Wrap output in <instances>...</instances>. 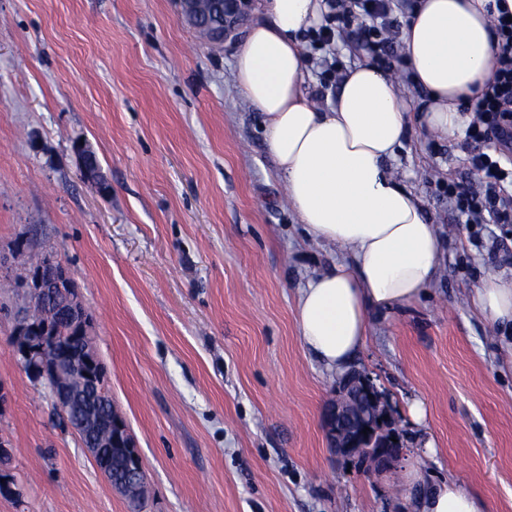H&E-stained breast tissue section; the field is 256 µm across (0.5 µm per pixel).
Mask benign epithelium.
Listing matches in <instances>:
<instances>
[{
  "instance_id": "benign-epithelium-1",
  "label": "benign epithelium",
  "mask_w": 512,
  "mask_h": 512,
  "mask_svg": "<svg viewBox=\"0 0 512 512\" xmlns=\"http://www.w3.org/2000/svg\"><path fill=\"white\" fill-rule=\"evenodd\" d=\"M248 6V0H224V29L215 34L212 44L222 48L227 40L239 35ZM15 286L32 305L61 304L63 315L60 323L40 324L32 322L30 313L23 309L16 313L11 345L23 368L33 379L48 385L64 425L84 436L86 421L78 412L79 401L58 382L59 375L69 365L68 346L79 340L87 354L85 362L91 369L88 377L95 393L109 407L114 429L112 441L131 449L136 467L143 470L134 451V440L105 388L102 362L94 345L93 321L66 265L53 253L42 254L29 264ZM380 403L381 397L366 375L347 374L345 389H336V401L328 410L330 420L325 423L330 448L336 456L355 463L363 460L370 471L377 469L381 461L393 460L383 455V449L391 445L393 434L382 420L374 417L373 407Z\"/></svg>"
}]
</instances>
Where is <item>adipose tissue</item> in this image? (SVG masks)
<instances>
[{"instance_id":"obj_1","label":"adipose tissue","mask_w":512,"mask_h":512,"mask_svg":"<svg viewBox=\"0 0 512 512\" xmlns=\"http://www.w3.org/2000/svg\"><path fill=\"white\" fill-rule=\"evenodd\" d=\"M512 0H417L402 45L427 97L420 123L452 136L468 122L469 101L494 72L493 11ZM325 0H258L234 53L240 94L263 116L267 150L288 202L313 238L349 253L350 262L310 277L296 318L305 347L344 373L365 345L369 319L420 302L442 257L437 227L421 199L387 168L411 117L390 74L364 61L346 68L319 109L305 86L303 45L324 22ZM493 324H512V277L494 276L472 298ZM409 512H488L462 482L404 469Z\"/></svg>"}]
</instances>
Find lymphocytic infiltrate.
I'll use <instances>...</instances> for the list:
<instances>
[{
    "mask_svg": "<svg viewBox=\"0 0 512 512\" xmlns=\"http://www.w3.org/2000/svg\"><path fill=\"white\" fill-rule=\"evenodd\" d=\"M327 2L326 24L314 41L326 52L320 64L328 83L340 78L331 56L347 40L384 70L402 63L394 0ZM493 30L495 73L472 103L476 118L465 140L471 176L448 183V204L466 224H512V18L500 13Z\"/></svg>",
    "mask_w": 512,
    "mask_h": 512,
    "instance_id": "lymphocytic-infiltrate-1",
    "label": "lymphocytic infiltrate"
}]
</instances>
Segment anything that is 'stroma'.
<instances>
[{"label":"stroma","instance_id":"stroma-1","mask_svg":"<svg viewBox=\"0 0 512 512\" xmlns=\"http://www.w3.org/2000/svg\"><path fill=\"white\" fill-rule=\"evenodd\" d=\"M235 49L205 45L176 0H0V439L21 492L0 512H129L11 347L10 282L46 252L93 315L148 479L143 512H408L409 463L512 512V364L503 329L471 303L490 276H512V225L449 210L442 180L468 173L464 134L412 128L392 163L443 259L417 306L371 318L352 363L404 444L370 475L328 444L337 376L296 320L298 288L342 253L288 206L263 119L234 87Z\"/></svg>","mask_w":512,"mask_h":512}]
</instances>
